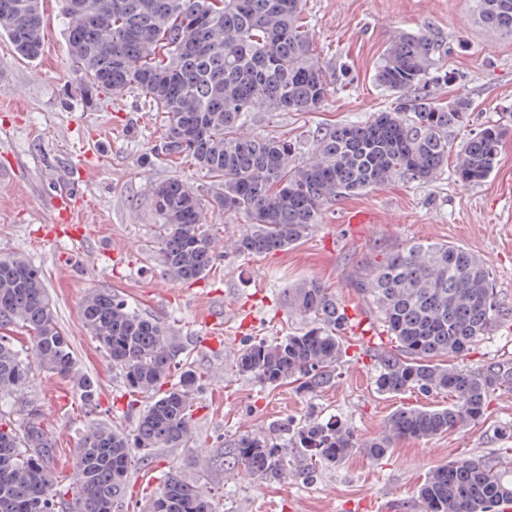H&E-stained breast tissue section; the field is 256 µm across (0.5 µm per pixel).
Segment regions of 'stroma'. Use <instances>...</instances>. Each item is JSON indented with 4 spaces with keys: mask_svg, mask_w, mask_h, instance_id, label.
<instances>
[{
    "mask_svg": "<svg viewBox=\"0 0 512 512\" xmlns=\"http://www.w3.org/2000/svg\"><path fill=\"white\" fill-rule=\"evenodd\" d=\"M304 2L330 86L328 99L314 112L256 108L239 136L284 135L295 142L300 158L311 156L318 134L365 123L390 106L393 95L376 84L375 71L396 34L421 30L450 46L432 71L433 96L442 102L458 95L471 101L467 124L450 134L453 146L487 124L512 130V40L477 24L468 0ZM60 7L61 0H43L39 59L18 58L0 37V255H21L39 267L79 371L100 386L99 405L89 411L68 380L43 371L32 377L23 402L41 411L54 438L55 472L70 477L89 420L129 430L141 408L82 324V302L98 288L112 289L168 323L185 344L184 367L203 377L192 413L193 442L142 454L131 478L139 490L128 494L122 512H141L174 471L210 491L216 512H381L394 498L402 512H422L415 489L430 470L462 456L512 463V438L499 433L502 425L512 424V382L493 390L483 421L429 440L400 442L378 460L355 452L339 466L318 467L312 478L305 477L296 448L288 451V478L269 484L234 469L227 455L240 432L286 418L345 422L365 439L378 435L399 407L448 404L443 393H377L374 376L393 342L374 306L351 281L371 258L403 244L451 243L486 263L500 303L512 312V133L481 184H458L449 166L429 183L397 178L329 204L321 224L286 250L264 258H222L203 278L174 284L163 274L158 254L154 184L174 176L186 179L204 199L203 222L219 241L236 237L245 218L224 213L213 201L204 171L157 152L166 115L138 91L101 97L93 107L84 104L85 77L68 59ZM85 145L94 154L82 161L78 153ZM62 188L70 208L97 223L81 255L51 233L60 221L52 200ZM355 212L364 214L365 223H348ZM107 245L111 258L98 260ZM310 279L335 291L348 316L342 332L346 354L335 382L305 395L292 383L269 387L239 375L234 356L242 345L299 331L302 323L289 314L282 288ZM218 295L228 297L229 309L223 324L215 325L206 312ZM462 364L473 370L512 368V316L478 342Z\"/></svg>",
    "mask_w": 512,
    "mask_h": 512,
    "instance_id": "35a3bbf8",
    "label": "stroma"
}]
</instances>
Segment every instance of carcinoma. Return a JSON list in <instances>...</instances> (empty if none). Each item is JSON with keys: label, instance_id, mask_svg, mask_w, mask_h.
<instances>
[{"label": "carcinoma", "instance_id": "carcinoma-1", "mask_svg": "<svg viewBox=\"0 0 512 512\" xmlns=\"http://www.w3.org/2000/svg\"><path fill=\"white\" fill-rule=\"evenodd\" d=\"M478 23L512 40V0H470ZM62 23L73 67L85 75L82 94L134 89L167 114L161 149L183 156L212 178L213 200L247 218L224 243V256L257 258L283 251L322 223L325 206L395 178L428 183L448 163L450 129L467 121L463 97L436 101L426 80L441 43L429 31L400 32L375 73L395 95L361 125H340L317 138L314 155L296 159L286 138H241L236 131L256 107L313 112L329 95L303 0H65ZM40 0H0V36L20 56L43 47ZM508 128L487 124L456 154L462 186L495 170ZM163 272L173 281L204 277L218 259L217 241L201 223L203 199L175 177L153 190ZM353 288L378 311L397 352L374 379L381 395L444 392L446 406L402 407L381 434L359 440L346 423L310 418L241 433L233 465L261 484L288 478V449L305 460L338 466L360 451L381 458L404 440H425L481 420L495 370L476 372L441 358L467 356L503 316L485 262L437 242L407 243L357 274ZM291 315L306 327L276 341L239 348L235 368L268 386L295 383L304 394L330 385L343 358L348 317L316 280L285 286ZM85 329L118 368L130 395L150 401L130 431L92 420L81 432L70 481L50 466L55 444L41 415L0 410V512H116L128 489L136 452L182 448L194 441L192 407L201 377L181 366L185 346L164 322L106 289L85 298ZM30 335L23 353L8 332ZM71 380L89 410L97 382L80 373L56 321L38 267L21 255L0 256V401L24 394L33 370ZM72 499H66L71 488ZM423 512H504L512 505V469L484 457H460L430 471L417 489ZM143 512H214L209 491L171 473Z\"/></svg>", "mask_w": 512, "mask_h": 512}]
</instances>
